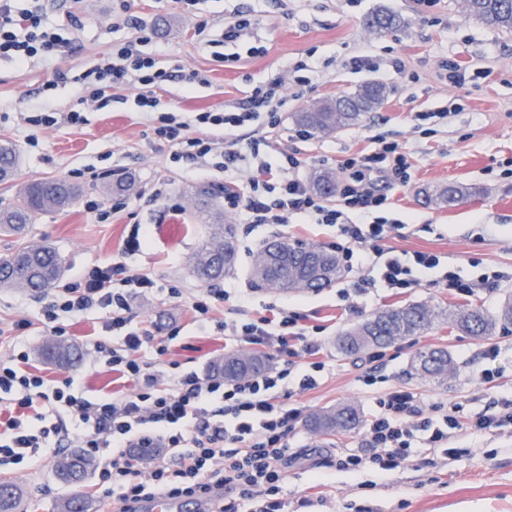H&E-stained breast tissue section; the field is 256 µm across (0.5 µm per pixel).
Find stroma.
I'll return each instance as SVG.
<instances>
[{"mask_svg":"<svg viewBox=\"0 0 512 512\" xmlns=\"http://www.w3.org/2000/svg\"><path fill=\"white\" fill-rule=\"evenodd\" d=\"M124 1L156 31L151 41L140 44L143 55L161 66L178 64L208 78L207 84L192 88L178 80L168 83L157 93L161 107L187 120L197 112L233 108L252 86L283 77L288 101L279 112V125L266 133L267 155H295L309 179L319 170L339 171L348 157L369 153L375 134L404 144L413 157L412 181L407 188L393 190V206L384 212L387 220L403 221L404 226L390 234L384 249L400 256L436 253L442 269L473 282L490 269L502 274L496 287L469 297L451 294L429 278L401 295L379 287L350 304L340 296L346 286L342 280L319 291L285 295L253 287L250 250L272 236L327 248L339 239L337 226L306 224L297 216L285 225L239 224L233 215L224 214V222L235 227L240 259L235 273L218 281V288L233 293L250 289L251 309L260 315L286 301L299 304L310 323L325 328L327 366L320 385L281 397V404L301 407L308 416L352 403L366 418L386 388L405 386L426 398L459 403L465 412L479 413L487 405L480 381L486 366L482 351L491 344L500 350L499 389L512 391L511 332L480 338L438 328L396 342L385 349L383 382L372 387L358 380L364 361L336 351L343 330L387 308L469 303L493 314L512 295V34L467 18L464 0H198L186 10L177 9L174 0H44L48 27L64 40L61 52L50 60L32 58L23 66L0 57V139L19 151L14 179L0 185V199L11 200L26 182L73 174L79 197L65 209L39 214L30 239L56 249L65 282L118 258L133 272L152 274L160 289L134 296L133 315L159 338L169 328H179L167 360L202 373L231 351L216 327L228 315L226 305H218L214 326L205 329L194 323L189 308L192 296L202 288L189 272L204 234L195 199L204 192L223 201L224 173L213 168L195 172L190 164L172 163L170 143L154 138L133 88L113 90L112 102L103 109L86 101L84 75L133 37L122 23ZM381 7L402 17L399 29L377 34L365 27V16ZM69 12L81 18V27L63 23ZM240 12L258 15L261 23L250 38L224 45V54H237V61H216L206 38L221 34ZM201 19L208 22L204 36L195 31ZM364 57L370 66L355 67V60ZM300 60L306 69L294 71ZM448 62L461 65L464 82L449 81L444 68ZM58 70L67 79L56 85L52 78ZM371 81L383 82L388 97L358 125L315 137L299 133L294 113ZM42 105L58 113L57 125L27 124V117ZM72 111L81 112L82 125L66 122ZM440 111L447 112L448 121L436 133L415 132V113ZM109 174L132 176L135 185L124 195L126 208L101 222L85 203L103 199L101 185ZM448 182L479 186L481 194L452 208L424 204V190ZM156 184L166 193L156 205L145 206L139 193ZM166 219L179 220L184 228L178 244L168 247L154 239L141 251L123 255L132 225L151 226ZM172 285L181 288L180 298L167 294ZM50 300L47 294L0 288V358L25 348L29 369L46 379L75 376L92 397L129 393L126 379L94 363L91 339L108 318V310L97 308L66 320V341L82 351L77 365L61 368L39 357L38 348L47 338L40 326L41 313ZM21 318L32 321L30 334L14 330V322ZM435 347L447 349L455 363L454 374L442 383L418 376L411 367L417 352ZM296 439L301 455L284 470L288 512H512V434L454 432L448 441L451 455L419 447L387 476L371 469L350 474L330 467L337 449L362 447L363 429L324 436L302 423ZM56 458L49 450L33 463L0 466V482H12L22 490L24 512H56L60 499L75 494L91 502L90 512H118L119 502L98 491L94 479L75 487L61 483L53 471Z\"/></svg>","mask_w":512,"mask_h":512,"instance_id":"1","label":"stroma"}]
</instances>
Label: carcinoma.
<instances>
[{
    "mask_svg": "<svg viewBox=\"0 0 512 512\" xmlns=\"http://www.w3.org/2000/svg\"><path fill=\"white\" fill-rule=\"evenodd\" d=\"M466 13L469 18L512 33V0H466ZM364 24L372 31L385 32L397 27L400 19L378 9L365 17ZM386 94L385 85L368 82L351 94L328 98L314 109L296 113L295 123L313 135L336 132L377 109ZM17 161L16 147L0 144V181L14 175ZM335 182L333 172L319 171L314 175L313 189L327 197L329 192L325 188ZM77 194L75 186L61 179L33 181L20 189L15 202L0 207V233L17 239L16 245L0 255L1 287L41 295L55 286L62 275L60 256L48 244L34 246L25 241L26 231L37 215L67 208ZM471 195L470 188L450 183L432 190L426 196V203L450 208ZM195 208L207 222L208 234L192 260V272L203 283L221 280L237 262L233 229L223 223L209 195L199 194ZM251 274L258 287L290 293L329 288L342 277L343 269L332 250L275 239L253 252ZM439 324L471 336H493L512 327V298H507L494 315L469 305H454L439 311L423 304L391 307L345 330L337 339V349L346 356H355L418 336ZM39 353L44 360L58 365H73L81 359L78 347L63 340L45 341ZM266 367L264 357L240 353L227 354L213 364L215 373L228 382L258 374ZM413 367L423 378L443 381L454 373L455 364L447 350L434 348L418 352ZM359 423L360 412L353 404L320 410L310 419L313 430L328 436L349 433ZM93 467L89 455L73 449L58 457L55 473L62 482L77 484L89 476ZM21 499L16 485L0 483V512H20Z\"/></svg>",
    "mask_w": 512,
    "mask_h": 512,
    "instance_id": "1",
    "label": "carcinoma"
}]
</instances>
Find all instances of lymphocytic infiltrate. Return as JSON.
<instances>
[{"label": "lymphocytic infiltrate", "mask_w": 512, "mask_h": 512, "mask_svg": "<svg viewBox=\"0 0 512 512\" xmlns=\"http://www.w3.org/2000/svg\"><path fill=\"white\" fill-rule=\"evenodd\" d=\"M124 24L134 30V39L83 77L91 101L107 106L115 87L131 84L141 88L139 106L152 111L159 105L155 88L177 78L187 84L205 83L199 71L187 72L177 64L164 68L140 53L139 43L153 36L144 18L129 13ZM61 46L45 26L40 5L21 10L13 0H0V55L25 63L38 55L51 57ZM283 86L279 78L255 86L237 109L199 112L189 123L162 114L154 134L173 143V161L201 163L217 150L207 129L221 127L232 134L245 127L259 131L276 126L278 110L285 104ZM373 142L370 155L344 162L343 206L338 209L323 205L308 189L295 157L285 155L272 162L261 155L259 140L243 145L231 139L220 152L222 168L231 171L245 164L257 175L246 190L225 189L224 206L246 224H285L300 215L313 224L338 225L342 241L336 254L341 264L363 271L350 285L353 294L365 295L378 286L399 293L419 287L424 275L439 266V256L424 251L406 259L385 254L380 244L394 225L383 217L367 218L370 211L388 204L387 195L377 193L372 173L388 174L393 187L408 186L409 154L402 144L383 136H374ZM155 285L151 276L131 272L117 261L92 267L56 289L42 310L44 328L61 336V314L110 310L101 336L93 342L95 361L120 373L132 390L112 399L89 397L75 387L73 378L50 385L23 370L27 351L1 359L0 395L15 413L0 421V464H17L36 458L42 449L61 447L67 435L65 420L73 417L82 425L81 448L97 462L102 492H118L120 512H137L138 503L149 496H204L221 486L231 494L217 512H284L281 483L289 460L298 455L290 435L302 410L279 405L276 398L292 386L301 391L318 387L326 369L318 358L322 326L307 325L305 314L287 307L254 319L239 305L234 318L221 323V330L240 346L274 350L278 362L273 370L236 382L185 370L176 362L164 370L158 359L177 339L178 330L170 329L166 338L156 341L137 328L130 314V289L148 291ZM148 344L154 347L155 360L140 355ZM24 410L34 411L35 421L22 419ZM437 413L442 416L438 422L433 419ZM461 427L475 434L512 431V394L493 393L485 413L469 416L459 404L432 401L405 387L390 388L376 400L363 448L341 450L335 465L346 471L391 472L410 458L415 442L441 448L450 432Z\"/></svg>", "instance_id": "f902f5d3"}]
</instances>
